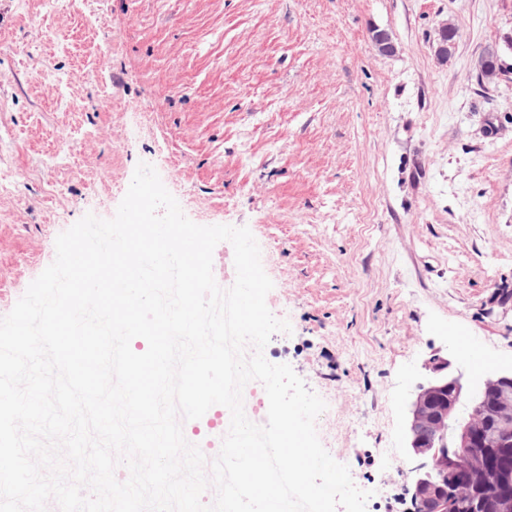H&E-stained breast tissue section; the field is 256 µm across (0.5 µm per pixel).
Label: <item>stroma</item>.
I'll return each instance as SVG.
<instances>
[{
  "mask_svg": "<svg viewBox=\"0 0 512 512\" xmlns=\"http://www.w3.org/2000/svg\"><path fill=\"white\" fill-rule=\"evenodd\" d=\"M490 47L505 73L481 86ZM163 144L191 221L251 231L291 326L271 344L388 512L425 361L512 370V0H0V317Z\"/></svg>",
  "mask_w": 512,
  "mask_h": 512,
  "instance_id": "35a3bbf8",
  "label": "stroma"
}]
</instances>
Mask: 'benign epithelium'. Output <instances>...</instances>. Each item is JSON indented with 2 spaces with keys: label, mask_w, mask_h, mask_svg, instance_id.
<instances>
[{
  "label": "benign epithelium",
  "mask_w": 512,
  "mask_h": 512,
  "mask_svg": "<svg viewBox=\"0 0 512 512\" xmlns=\"http://www.w3.org/2000/svg\"><path fill=\"white\" fill-rule=\"evenodd\" d=\"M425 368L429 376L416 387L407 410L406 451L418 461L410 469L409 493L422 512H457L459 499L477 502L478 490L512 483V473L484 454L496 431L483 416L489 404L497 424H512V374L487 378L470 388L446 358L433 356ZM462 468L476 477V483L448 490V476Z\"/></svg>",
  "instance_id": "1"
}]
</instances>
